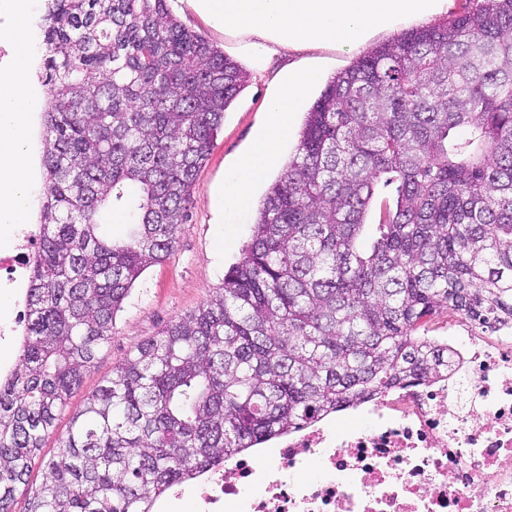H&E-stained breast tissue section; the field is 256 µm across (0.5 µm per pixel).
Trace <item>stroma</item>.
Returning a JSON list of instances; mask_svg holds the SVG:
<instances>
[{
  "label": "stroma",
  "mask_w": 512,
  "mask_h": 512,
  "mask_svg": "<svg viewBox=\"0 0 512 512\" xmlns=\"http://www.w3.org/2000/svg\"><path fill=\"white\" fill-rule=\"evenodd\" d=\"M171 8L183 24L237 61L250 79L224 114L214 146L192 185L188 218L180 226L171 253L162 263L148 267L135 281L116 315L110 342L99 350L93 366L85 372L80 386L60 413L54 436L46 439L43 453L47 456L54 452L58 436L68 430L72 416L111 378L118 364L134 354L142 343L157 336L169 322L196 309L221 287L225 272L240 259L242 248L252 235L255 212L250 209L236 223L219 224L215 221L212 199L227 171L248 148L262 124L273 82L288 68L311 57L319 60L323 76L328 79L359 56L358 51L337 47L311 51L280 47L258 60L241 50L237 38L202 19L188 0H173Z\"/></svg>",
  "instance_id": "obj_1"
}]
</instances>
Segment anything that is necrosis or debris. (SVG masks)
Segmentation results:
<instances>
[{
	"instance_id": "1",
	"label": "necrosis or debris",
	"mask_w": 512,
	"mask_h": 512,
	"mask_svg": "<svg viewBox=\"0 0 512 512\" xmlns=\"http://www.w3.org/2000/svg\"><path fill=\"white\" fill-rule=\"evenodd\" d=\"M0 291L29 282L39 233L12 224ZM453 371L307 423L189 484L196 512H512V322L443 324Z\"/></svg>"
}]
</instances>
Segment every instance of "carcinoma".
Instances as JSON below:
<instances>
[{"mask_svg": "<svg viewBox=\"0 0 512 512\" xmlns=\"http://www.w3.org/2000/svg\"><path fill=\"white\" fill-rule=\"evenodd\" d=\"M169 0H52L41 251L0 380V512H153L158 498L389 388L438 377L419 331L512 320V0L376 45L328 81L242 257L43 442L142 272L169 255L248 73ZM370 245L366 215L378 185ZM108 206L131 221L116 238ZM43 471L29 487L34 466Z\"/></svg>", "mask_w": 512, "mask_h": 512, "instance_id": "1", "label": "carcinoma"}]
</instances>
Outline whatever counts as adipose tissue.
<instances>
[{
	"mask_svg": "<svg viewBox=\"0 0 512 512\" xmlns=\"http://www.w3.org/2000/svg\"><path fill=\"white\" fill-rule=\"evenodd\" d=\"M192 8L220 29L261 38L268 45L297 49L322 45L353 49L364 46L371 33L404 19L427 17L446 0H188ZM33 0H13L11 22L1 32L22 59L36 52L32 26ZM320 78L317 66L293 69L276 86L267 103V119L250 150L233 168L219 195L225 216L247 210L254 184L279 158L294 114L308 88ZM40 106L28 89L25 70L0 79V219L23 223L29 194L31 115Z\"/></svg>",
	"mask_w": 512,
	"mask_h": 512,
	"instance_id": "adipose-tissue-1",
	"label": "adipose tissue"
}]
</instances>
